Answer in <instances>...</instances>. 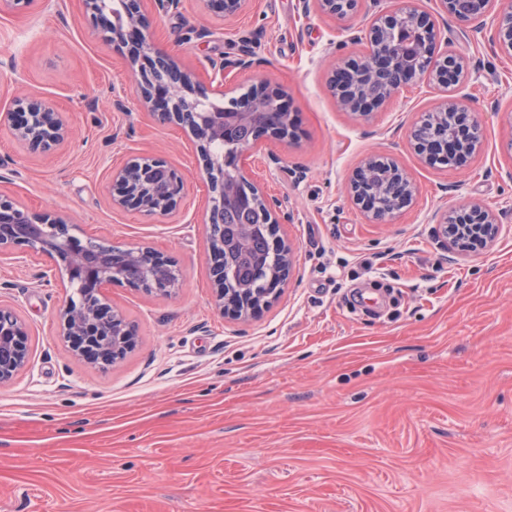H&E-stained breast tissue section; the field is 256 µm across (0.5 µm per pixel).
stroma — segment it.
Returning a JSON list of instances; mask_svg holds the SVG:
<instances>
[{"label": "stroma", "instance_id": "35a3bbf8", "mask_svg": "<svg viewBox=\"0 0 512 512\" xmlns=\"http://www.w3.org/2000/svg\"><path fill=\"white\" fill-rule=\"evenodd\" d=\"M398 0H362L349 21L302 0H253L237 19L203 0L149 14L150 40L208 81L209 59L253 48L224 74L228 96L256 83L283 95L291 140L242 163L277 200L294 270L260 317L214 306L209 189L188 129L143 108L125 58L81 0L0 14V113L31 91L63 112L69 141L28 152L0 124V194L71 217L74 232L148 246L175 262L172 295L112 284L105 298L137 330L124 359H78L59 333L66 293L51 261L0 255V302L28 327V358L0 387V512H512V57L420 0L446 50L475 66L460 89L483 133L461 169L425 164L410 130L438 93L421 78L366 115L339 108L334 66L364 55L347 38ZM122 99L116 110L113 99ZM398 162L412 202L373 221L345 186L363 160ZM140 156L184 178L178 212L113 208L112 169ZM477 200L500 229L483 252L442 246L435 215Z\"/></svg>", "mask_w": 512, "mask_h": 512}]
</instances>
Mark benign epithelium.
Segmentation results:
<instances>
[{"label":"benign epithelium","instance_id":"1","mask_svg":"<svg viewBox=\"0 0 512 512\" xmlns=\"http://www.w3.org/2000/svg\"><path fill=\"white\" fill-rule=\"evenodd\" d=\"M86 15L100 28L103 37L124 51L132 76L139 89L141 102L161 120L187 125L197 141L204 173L211 196L204 217L206 224L224 223V201L238 211H246L252 200L224 194V153L216 143L233 123H224V106L209 99L207 88L195 80L194 74L181 68L169 54L155 48L148 39V18L142 11L143 0H122V21L109 18L112 11L108 0H82ZM207 8L231 21L245 10L251 0H204ZM330 18L341 16V0H304ZM495 0H439L441 11L456 19L475 21L489 13ZM399 23L408 35L410 48L400 56L394 54L385 38V30ZM437 37L431 14L409 0L401 9L379 15L367 29L364 39L370 46L369 56L346 60L338 71L342 80L332 85L339 106L348 112H361L368 105L383 106L408 84L428 77L434 84L448 89V94L432 111L434 115L452 117L458 134L452 140L433 139L414 143L421 158L431 164L436 157L448 159V166L463 167L481 148L482 135L467 98L455 93V88L469 78V65L453 53L444 64L433 69L428 65V46ZM492 41L505 54L512 55V7L496 13ZM153 54L147 71L136 70L140 56ZM255 64L250 54L230 61H211L210 81L224 86V69H240ZM10 126L13 137L35 153H51L69 137L70 128L63 114L33 94L15 99V107L0 115ZM378 160L374 156L357 169L348 191L365 212L374 214L371 200L360 194L358 184L369 173V166ZM399 179L397 196L388 216L400 211L412 201L416 187L397 162H391ZM112 206L137 211L145 216H165L177 211L184 195L183 177L166 161L142 157L112 170L110 178ZM256 197L266 208L272 224L270 245L281 251L283 267L271 274L268 288L251 295L246 288L224 289V239L208 238L211 254V275L214 285V305L220 311L247 320L268 307L287 282L296 260L292 245L277 236L274 203L261 191ZM470 220L455 224L453 212L441 217L442 235L459 251L472 252L488 246L498 234V219L493 210L470 201L462 205ZM16 246L48 257L59 265L71 288H83V301L67 299L59 311L60 334L72 346L74 354L91 364L110 366L122 359L131 347L136 330L123 315L112 307L102 294L111 283L128 282L119 273L136 270L150 274L156 263L171 259L148 247H117L104 242L82 239L72 233V225L63 217L49 218L30 211L0 194V254ZM27 328L11 307L0 304V386L9 384L27 359Z\"/></svg>","mask_w":512,"mask_h":512}]
</instances>
